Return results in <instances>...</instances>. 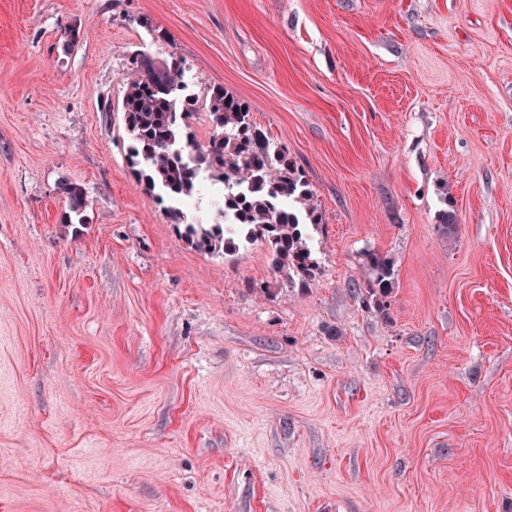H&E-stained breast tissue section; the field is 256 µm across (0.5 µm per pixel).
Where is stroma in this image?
Returning <instances> with one entry per match:
<instances>
[{"instance_id":"35a3bbf8","label":"stroma","mask_w":512,"mask_h":512,"mask_svg":"<svg viewBox=\"0 0 512 512\" xmlns=\"http://www.w3.org/2000/svg\"><path fill=\"white\" fill-rule=\"evenodd\" d=\"M140 50L286 150L310 283L144 192ZM0 512H512V0H0ZM63 186L64 193L68 199L69 209V213L66 212L63 217L64 221L67 222L66 224H68V222L71 223V214L73 213L75 216H79V219L81 222H83L81 214L84 212V209L87 206V199L84 189L81 185L72 182L65 183ZM367 265L370 270V277L365 286L366 292L374 305L375 311L385 315L387 311V298L391 291V264L389 258L379 252H371L367 257Z\"/></svg>"}]
</instances>
